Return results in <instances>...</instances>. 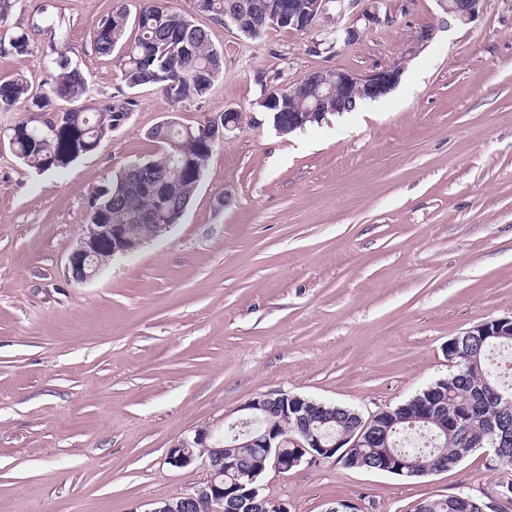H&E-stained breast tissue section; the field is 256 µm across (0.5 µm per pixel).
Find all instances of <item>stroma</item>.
Wrapping results in <instances>:
<instances>
[{"label": "stroma", "instance_id": "stroma-1", "mask_svg": "<svg viewBox=\"0 0 512 512\" xmlns=\"http://www.w3.org/2000/svg\"><path fill=\"white\" fill-rule=\"evenodd\" d=\"M17 0L0 21V82H50L48 54L89 77L85 105L132 110L93 152L39 173L10 151L29 119L0 110V512H134L193 492L201 463L171 466L179 439L243 403L288 393L363 419L447 377L451 338L512 318V0H483L467 25L437 0H381L307 32L244 37L192 13L224 56L203 98L127 89L93 30L118 2ZM436 26L416 55L419 29ZM360 39L315 51L327 32ZM34 30L33 53L10 42ZM401 63L386 96L279 134L258 101L317 69L358 74ZM238 128L215 148L179 225L77 282L67 257L107 177L153 154L165 117L194 125L227 109ZM502 476L484 450L407 478L334 456L267 470L260 493L288 512H413L428 497L487 499Z\"/></svg>", "mask_w": 512, "mask_h": 512}]
</instances>
